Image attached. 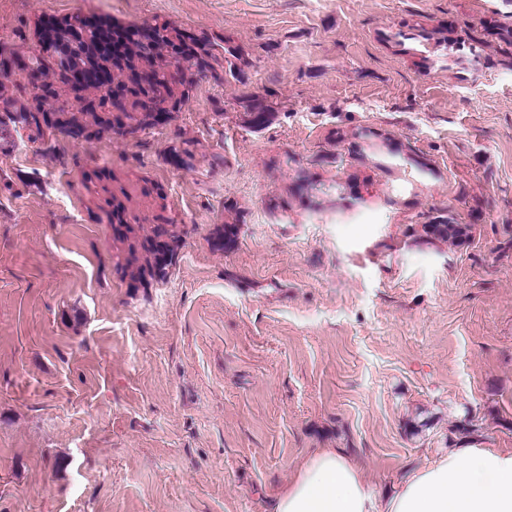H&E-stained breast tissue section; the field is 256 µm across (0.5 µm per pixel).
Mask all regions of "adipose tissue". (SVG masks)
I'll return each instance as SVG.
<instances>
[{"instance_id": "1", "label": "adipose tissue", "mask_w": 512, "mask_h": 512, "mask_svg": "<svg viewBox=\"0 0 512 512\" xmlns=\"http://www.w3.org/2000/svg\"><path fill=\"white\" fill-rule=\"evenodd\" d=\"M271 512H512V448H455L378 498L360 465L333 449L300 464Z\"/></svg>"}]
</instances>
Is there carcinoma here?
<instances>
[{
	"instance_id": "obj_1",
	"label": "carcinoma",
	"mask_w": 512,
	"mask_h": 512,
	"mask_svg": "<svg viewBox=\"0 0 512 512\" xmlns=\"http://www.w3.org/2000/svg\"><path fill=\"white\" fill-rule=\"evenodd\" d=\"M124 48L112 56V81L122 93L126 104L115 103L118 112L103 117L88 113L90 120L80 122L69 112V100L61 99L55 84L46 80L48 74L56 75L60 82L71 84L69 76L100 66V61L89 55L98 38L97 26L79 14L57 21L52 38L40 37L39 49L27 59L0 55V69L13 66L27 70L29 97L4 96L0 90V101L11 107L10 119L21 123L32 132L34 139L46 135H62L70 138H95L105 131L123 134L126 131L145 129L155 125L152 114H169L179 109L186 93L193 87L196 77L214 72L211 64V46L178 29L167 20L157 18L143 24L122 26ZM484 36L487 41L505 46L512 57V12L507 20L495 17L486 22ZM446 48L461 52L469 50L472 61H477L476 45L455 36V28L448 26V36L443 38ZM52 103L51 110L45 105ZM424 233L430 238L447 239L458 245L470 238L467 224H427ZM238 227L226 224L214 241L218 250H229L236 243ZM176 236L166 225L154 229L153 238L141 245H129L122 269L133 281L164 279L174 253Z\"/></svg>"
}]
</instances>
